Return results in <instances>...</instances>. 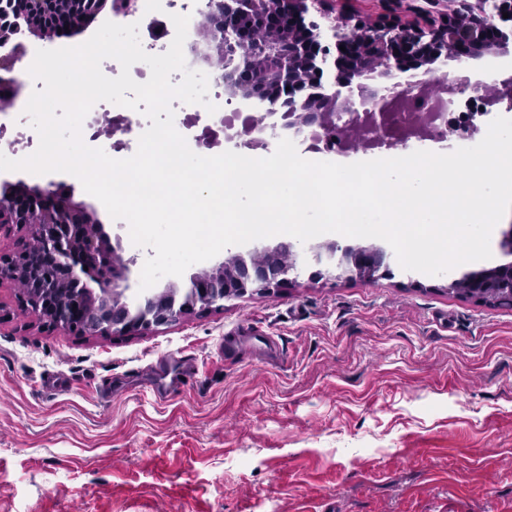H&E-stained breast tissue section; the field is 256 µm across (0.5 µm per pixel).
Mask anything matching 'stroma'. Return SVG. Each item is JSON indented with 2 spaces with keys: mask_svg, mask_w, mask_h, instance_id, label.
<instances>
[{
  "mask_svg": "<svg viewBox=\"0 0 512 512\" xmlns=\"http://www.w3.org/2000/svg\"><path fill=\"white\" fill-rule=\"evenodd\" d=\"M134 258L153 249L67 173ZM492 256L371 280L303 269L147 332L37 319L0 284V512H512V307L450 293Z\"/></svg>",
  "mask_w": 512,
  "mask_h": 512,
  "instance_id": "1",
  "label": "stroma"
}]
</instances>
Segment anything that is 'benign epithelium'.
Returning a JSON list of instances; mask_svg holds the SVG:
<instances>
[{
  "label": "benign epithelium",
  "instance_id": "benign-epithelium-1",
  "mask_svg": "<svg viewBox=\"0 0 512 512\" xmlns=\"http://www.w3.org/2000/svg\"><path fill=\"white\" fill-rule=\"evenodd\" d=\"M327 0H200L198 14L221 34L206 40L194 53L205 63L217 55L224 64L222 82L228 100L247 108L260 106L259 120L243 133L225 137L240 148L267 146L284 136L310 140V148L330 138L337 122L363 129L377 146L393 148L399 141L384 127L385 111L394 108L407 91H423L428 81L408 73L405 61L417 66L439 59L476 64L488 56L512 57V0H441L445 11L424 24L405 23L395 14L375 21L339 14L329 17ZM108 0H0V84L17 83L16 66L29 54L34 40H50L58 29L71 25L78 12L92 23ZM509 17H503V13ZM345 50H340V47ZM389 80L380 95L368 96L361 79ZM442 87L454 98L480 85L469 79L442 76ZM491 105L512 99V72L491 84ZM224 120L206 125L198 147L220 142ZM74 189L60 192L50 181L44 187L24 182L0 189V227L30 229L32 246L0 255V281L28 288L39 271L50 268L55 279L41 281L45 295L22 294L27 308L40 320L68 332L107 335L115 328L97 321L103 311L123 319L120 332L146 331L176 324L196 310L222 307L226 298L248 293L271 294L289 281L308 251L305 246L281 243L254 250L248 256L231 254L209 275L191 278L183 301L158 305L175 297L168 289L132 307L124 300L130 265L88 236L95 223L86 205L73 201ZM345 271L365 279L378 272L384 254L375 248L343 253ZM97 284L90 288L87 281ZM512 288V266L496 269L476 288Z\"/></svg>",
  "mask_w": 512,
  "mask_h": 512
}]
</instances>
